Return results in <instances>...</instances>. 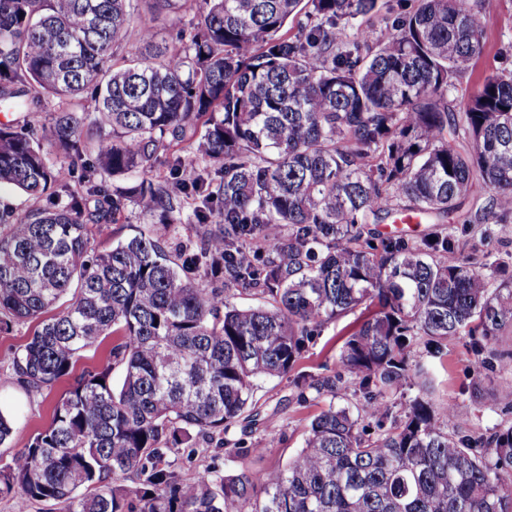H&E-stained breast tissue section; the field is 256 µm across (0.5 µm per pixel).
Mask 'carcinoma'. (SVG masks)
Instances as JSON below:
<instances>
[{
    "label": "carcinoma",
    "instance_id": "carcinoma-1",
    "mask_svg": "<svg viewBox=\"0 0 512 512\" xmlns=\"http://www.w3.org/2000/svg\"><path fill=\"white\" fill-rule=\"evenodd\" d=\"M139 2L0 0V105L44 114L0 124V187L48 201H0V327L38 321L12 357L26 390L73 377L50 424L0 458V496L65 512H512V425L444 427L468 411L437 404L410 362L419 336L434 358L466 336L483 368L512 359L490 348L512 329V273L447 235L365 236L404 214L512 224V70L451 97L481 52L486 0L382 15L377 0H147L156 20L198 13L144 52L126 49ZM130 204L152 224L96 250L89 226ZM181 224L195 248L168 246ZM243 293L258 303L232 302ZM359 308L337 371L295 376L297 401L330 397L295 457L180 478L167 451L248 410L257 422V383ZM412 384L421 394L390 419L387 396Z\"/></svg>",
    "mask_w": 512,
    "mask_h": 512
}]
</instances>
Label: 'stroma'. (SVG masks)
Segmentation results:
<instances>
[{
  "mask_svg": "<svg viewBox=\"0 0 512 512\" xmlns=\"http://www.w3.org/2000/svg\"><path fill=\"white\" fill-rule=\"evenodd\" d=\"M495 68L512 69V0H497L495 9L488 15L483 50L473 72L479 75ZM149 222V217L137 207L128 206L119 223L92 226L91 242L97 250H108L112 243L135 234ZM483 230L480 224L438 228L439 233L453 236L462 256L512 269V224L494 225L488 238L483 237ZM353 322L349 316L327 325L322 335L309 345L298 364L299 370L313 372L322 363L335 365L344 330ZM34 329V323L25 322L0 330V409L14 417L13 434L0 445V457L6 459L24 447L34 433L49 425L58 395L70 384L69 379L60 380L50 394L30 392L17 384L12 368L13 352L27 341ZM412 357L430 365L437 403L457 402L467 406L469 419L462 423V430L489 434L512 424V363L501 364L495 372L486 374L481 392L476 395L471 382L477 361L465 339L450 338L439 358L430 357L424 344H416ZM296 395L291 377L263 381L256 393L261 412L259 425L252 426L243 420L229 434L197 435L191 445L174 449L171 458L181 478L192 482L210 471L235 475L285 465L300 450L311 420L325 405L321 399L297 404ZM228 438L243 440L245 453L225 452L224 441Z\"/></svg>",
  "mask_w": 512,
  "mask_h": 512,
  "instance_id": "stroma-1",
  "label": "stroma"
}]
</instances>
